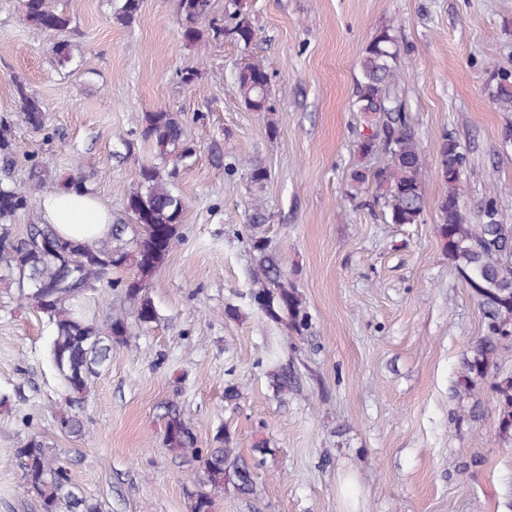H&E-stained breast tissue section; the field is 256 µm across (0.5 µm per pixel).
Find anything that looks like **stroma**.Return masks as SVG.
Listing matches in <instances>:
<instances>
[{
	"instance_id": "1",
	"label": "stroma",
	"mask_w": 512,
	"mask_h": 512,
	"mask_svg": "<svg viewBox=\"0 0 512 512\" xmlns=\"http://www.w3.org/2000/svg\"><path fill=\"white\" fill-rule=\"evenodd\" d=\"M242 2L257 33L249 46L196 47L182 39L179 0H142L130 25L116 18L121 0H61L72 17L62 34L33 31L22 0H0V118L13 143L0 182L39 198L81 175L113 223L131 225L128 193L153 165L187 203L150 284L158 318L130 319L113 344L86 405L89 436L55 426L65 402L47 318L0 307V512H37L13 460L33 433L104 512H189L185 492L203 471L163 444L172 405L197 448L229 432L257 473L251 494L217 490L213 512H512V441L492 430L495 398L486 381L471 396L458 385L485 319L437 231L446 184L429 175L420 224H387L344 199L365 164L351 107L356 63L391 22L421 146L433 152L452 133L467 158V213L496 198L512 224V146L502 145L512 111L490 95L494 74L512 71V0ZM64 40L65 63L54 52ZM256 60L271 74L269 112L250 110L234 82ZM24 93L45 128L25 122ZM159 109L184 122L191 159L161 154L139 133L138 115ZM217 147L261 162L265 184L227 174L213 161ZM36 161L48 169L38 187ZM257 200L261 232L309 316L299 332L249 299ZM230 306L238 317L225 315ZM275 362L295 376L282 394L268 377Z\"/></svg>"
}]
</instances>
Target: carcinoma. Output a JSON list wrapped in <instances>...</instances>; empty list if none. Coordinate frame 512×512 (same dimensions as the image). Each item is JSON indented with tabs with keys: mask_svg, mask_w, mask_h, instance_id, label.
<instances>
[{
	"mask_svg": "<svg viewBox=\"0 0 512 512\" xmlns=\"http://www.w3.org/2000/svg\"><path fill=\"white\" fill-rule=\"evenodd\" d=\"M57 0H22L24 19L35 31L65 32L71 16L56 7ZM234 10L223 24L211 27L212 37L227 38L249 45L255 29L242 4L233 0ZM184 16L182 38L190 44L202 42L199 20L209 13L210 0H180ZM353 111L362 115L366 132L360 134L356 148L366 160L378 159L376 166H364L350 173V189L345 200L356 207L380 209L388 224H419L426 211L425 185L429 161L416 139L410 117L404 112L400 94V49L392 25H384L374 34L357 61ZM245 104L255 112H271L268 67L254 62L239 69L235 76ZM21 112L27 123L41 128L45 114L38 102L19 89ZM500 107L512 109V73L497 74L492 91ZM142 137L151 139L161 152L180 160L192 156L183 122L172 112H143L137 117ZM466 163L454 136L444 133L436 148L435 169L448 186L438 201V233L448 261L461 280L471 289L483 309L487 324L468 361V370L481 379L491 378L496 412L493 429L503 441L512 440V376L501 378L490 373L494 357L509 349L512 335V224L501 219L502 204L485 202L478 222H470L460 205L463 185L460 171ZM245 169L247 180L261 185L268 179L266 167L255 161L237 159L227 171ZM31 193L0 183V297L14 298L45 316L53 326L49 357L64 386L69 410L56 417V428L69 436H81L86 421L71 409L83 404L94 380L112 359V345L128 334L126 317L115 312L104 326L86 310V299L101 284L119 288L136 308V318L146 325L157 319V310L147 285L161 267L177 235L186 210L185 200L174 192L154 166H143L138 183L129 192L127 207L134 214L139 231L130 241L122 238L125 225H112L111 234L94 242H79L59 234L54 225L38 219L27 225L26 235L13 236V224L19 214L31 209ZM54 243L64 255L43 248ZM256 265L250 301L271 321L287 322L301 331L308 316L294 286L282 270L277 255L264 236L251 235ZM273 389L282 393L291 386L288 369L269 371ZM165 446L191 449L192 431L180 415L172 413L166 424ZM232 438L219 432L213 446L205 449L203 470L214 488L232 482L242 493L255 486L254 472L231 448ZM16 458L22 470L27 493L38 504L39 512H102L101 504L87 497L72 481L66 467L52 452L43 436L33 433L19 448Z\"/></svg>",
	"mask_w": 512,
	"mask_h": 512,
	"instance_id": "1",
	"label": "carcinoma"
}]
</instances>
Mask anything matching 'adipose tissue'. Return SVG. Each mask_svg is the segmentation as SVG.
Here are the masks:
<instances>
[{
	"instance_id": "adipose-tissue-1",
	"label": "adipose tissue",
	"mask_w": 512,
	"mask_h": 512,
	"mask_svg": "<svg viewBox=\"0 0 512 512\" xmlns=\"http://www.w3.org/2000/svg\"><path fill=\"white\" fill-rule=\"evenodd\" d=\"M44 219L60 234L81 241L105 237L112 225V214L89 192L60 190L42 197Z\"/></svg>"
}]
</instances>
